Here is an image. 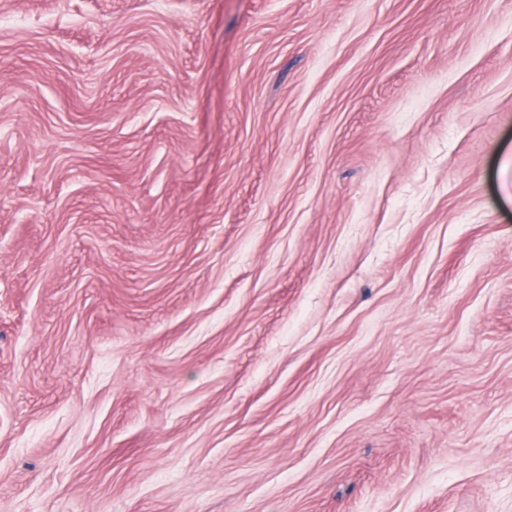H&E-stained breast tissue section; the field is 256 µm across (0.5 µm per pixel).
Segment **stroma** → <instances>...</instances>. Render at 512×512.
<instances>
[{"label": "stroma", "mask_w": 512, "mask_h": 512, "mask_svg": "<svg viewBox=\"0 0 512 512\" xmlns=\"http://www.w3.org/2000/svg\"><path fill=\"white\" fill-rule=\"evenodd\" d=\"M0 512H512V0H0Z\"/></svg>", "instance_id": "35a3bbf8"}]
</instances>
